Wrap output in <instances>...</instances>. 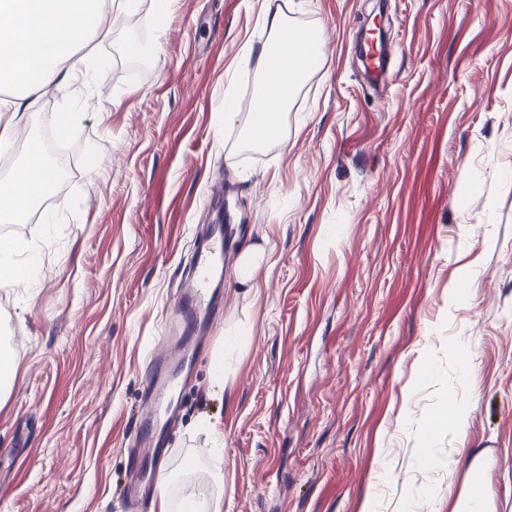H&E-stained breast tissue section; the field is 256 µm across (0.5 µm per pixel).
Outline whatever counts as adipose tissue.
Wrapping results in <instances>:
<instances>
[{
  "instance_id": "obj_1",
  "label": "adipose tissue",
  "mask_w": 512,
  "mask_h": 512,
  "mask_svg": "<svg viewBox=\"0 0 512 512\" xmlns=\"http://www.w3.org/2000/svg\"><path fill=\"white\" fill-rule=\"evenodd\" d=\"M106 0H0V44L12 45L0 54V73H7L15 100L0 105V152L14 145L17 102L35 100L49 89L71 85L75 76L102 80L104 67L87 47L104 39ZM271 42L262 48L258 64L266 72L256 88L258 106L250 114L246 137L271 142L281 137L282 115L297 83L313 60L312 43H298L293 29L277 12L263 15ZM57 173L39 139H30L22 163L11 178L0 179V222L20 223L53 193ZM24 243L0 238V273L9 284L29 282L36 264L24 256ZM221 477L192 488L180 503L159 492L155 512H223Z\"/></svg>"
}]
</instances>
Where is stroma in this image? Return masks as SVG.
Listing matches in <instances>:
<instances>
[{"label": "stroma", "mask_w": 512, "mask_h": 512, "mask_svg": "<svg viewBox=\"0 0 512 512\" xmlns=\"http://www.w3.org/2000/svg\"><path fill=\"white\" fill-rule=\"evenodd\" d=\"M375 4L179 0L160 36L137 0L95 45L101 94L52 89L20 112L45 143L58 113L78 124L64 186L21 234L38 271L0 286L19 356L0 512H154L123 492L128 450L153 358L180 375L179 284L222 201L232 241L173 395L172 498L218 473L224 512H459L474 488L512 512V0H387L377 85L355 58ZM267 10L317 55L285 143L253 149L244 49L268 43ZM248 244L268 253L253 294L231 273Z\"/></svg>", "instance_id": "obj_1"}]
</instances>
